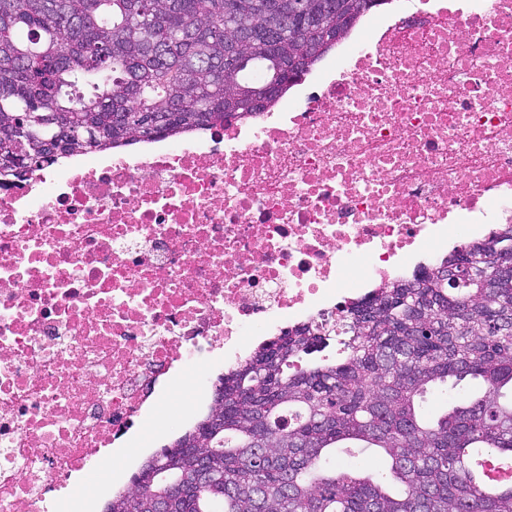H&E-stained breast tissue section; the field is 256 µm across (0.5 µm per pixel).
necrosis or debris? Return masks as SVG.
<instances>
[{"instance_id": "1", "label": "necrosis or debris", "mask_w": 512, "mask_h": 512, "mask_svg": "<svg viewBox=\"0 0 512 512\" xmlns=\"http://www.w3.org/2000/svg\"><path fill=\"white\" fill-rule=\"evenodd\" d=\"M512 224V0L365 17L275 106L0 182V512L74 474L216 350L337 312Z\"/></svg>"}]
</instances>
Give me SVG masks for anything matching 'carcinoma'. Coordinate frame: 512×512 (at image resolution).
<instances>
[{
	"label": "carcinoma",
	"mask_w": 512,
	"mask_h": 512,
	"mask_svg": "<svg viewBox=\"0 0 512 512\" xmlns=\"http://www.w3.org/2000/svg\"><path fill=\"white\" fill-rule=\"evenodd\" d=\"M0 0V177L61 156L224 124L271 103L386 0ZM233 51L231 67L224 57ZM303 60L301 66L293 60ZM337 342L334 363L296 367ZM482 395L423 407L450 379ZM221 410L148 457L103 512H512V490L472 477L512 459V224L435 270L391 281L256 348L218 379ZM210 446L196 448L197 435ZM382 471L339 469L348 445Z\"/></svg>",
	"instance_id": "1"
}]
</instances>
